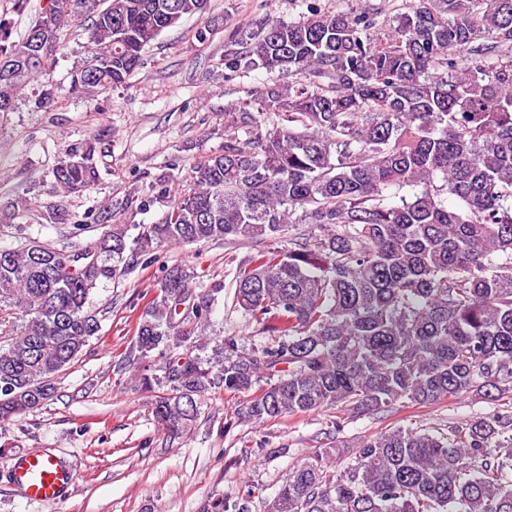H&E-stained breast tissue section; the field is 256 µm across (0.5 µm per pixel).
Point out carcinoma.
<instances>
[{
	"label": "carcinoma",
	"instance_id": "carcinoma-1",
	"mask_svg": "<svg viewBox=\"0 0 512 512\" xmlns=\"http://www.w3.org/2000/svg\"><path fill=\"white\" fill-rule=\"evenodd\" d=\"M207 5L47 0L17 40L0 14V112L33 83L35 107L59 102L51 75L66 32L87 34L70 93L95 97L125 86L164 30ZM223 61L239 77L292 80L225 111L224 150L190 164L187 187L140 198L168 199L161 223L74 250L17 224L19 245H0V308L29 312L0 344V425L54 396L100 331L92 292L126 252L267 242L235 270L234 306L271 336L257 347L204 336L222 288L165 269L126 361L156 394L161 429L191 430L216 392L243 395L237 420L258 425L329 407L333 441L289 469L265 512H512V410L341 437L346 422L398 406L512 404V0H405L383 21L310 0L298 22L240 31ZM95 152L87 139L67 146L51 170L60 196L95 188ZM44 209L71 224L63 202ZM251 497L241 487L206 512H250Z\"/></svg>",
	"mask_w": 512,
	"mask_h": 512
}]
</instances>
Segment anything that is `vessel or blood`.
<instances>
[{"label": "vessel or blood", "instance_id": "b4317fda", "mask_svg": "<svg viewBox=\"0 0 512 512\" xmlns=\"http://www.w3.org/2000/svg\"><path fill=\"white\" fill-rule=\"evenodd\" d=\"M11 479L26 499L50 502L75 482L76 469L40 454H24L16 458Z\"/></svg>", "mask_w": 512, "mask_h": 512}]
</instances>
